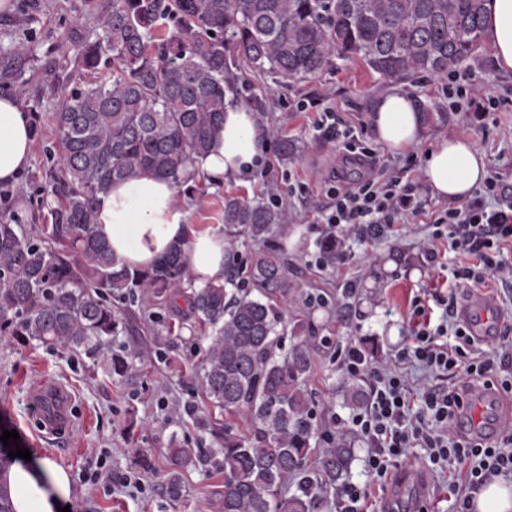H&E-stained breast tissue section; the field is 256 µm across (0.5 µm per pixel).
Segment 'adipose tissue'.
I'll return each mask as SVG.
<instances>
[{"label":"adipose tissue","mask_w":512,"mask_h":512,"mask_svg":"<svg viewBox=\"0 0 512 512\" xmlns=\"http://www.w3.org/2000/svg\"><path fill=\"white\" fill-rule=\"evenodd\" d=\"M486 31L499 68L512 70V0H488ZM379 144L405 152L422 139L423 119L409 97L400 92L381 96L370 116ZM266 150L260 118L247 106L224 113V128L210 151L197 161L198 170L222 180L249 177ZM32 119L16 98H0V182L11 183L29 165ZM423 178L435 195L454 203L469 198L487 177L483 155L468 140L444 138L427 151ZM97 232L126 264L150 267L175 243L197 273L198 284L224 278V235L188 232L184 197L163 179L141 178L113 184L96 211ZM15 512H58L74 497L69 473L46 457L12 458L6 470Z\"/></svg>","instance_id":"obj_1"}]
</instances>
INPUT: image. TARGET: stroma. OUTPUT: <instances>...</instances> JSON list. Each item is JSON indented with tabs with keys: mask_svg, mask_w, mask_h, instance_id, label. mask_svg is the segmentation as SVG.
I'll list each match as a JSON object with an SVG mask.
<instances>
[{
	"mask_svg": "<svg viewBox=\"0 0 512 512\" xmlns=\"http://www.w3.org/2000/svg\"><path fill=\"white\" fill-rule=\"evenodd\" d=\"M105 0H7L0 9V66L13 62L12 46L26 42L35 61L25 63L26 97L23 107L38 106L39 132L33 138L29 166L10 184V205L26 229L40 226L35 207L27 202L32 183L48 166L49 154L58 139L51 114L64 89L91 81L90 73L77 70L73 45L94 29L95 17ZM468 76L497 96L495 111L474 118L467 111L448 109V79L423 75L409 81L383 77L363 62L333 60L313 78L286 79L274 72L243 69L244 97L262 100L259 112L266 132L265 158L274 165L269 176H225L215 182L201 179L188 195V222L192 232L223 229L224 198L228 195L254 202L267 201L269 193L288 195L302 184L307 198L294 199L287 234H276L274 244L283 246L288 259V288L279 305L315 328L320 341L312 352V369L306 379L313 400L317 434L311 442L312 461L332 451L347 432H333L332 442L322 434L333 414L348 415L345 394L352 377L336 359L337 342L355 341L368 357L382 363L399 346L402 319L419 289H447L458 256L448 252L436 263L425 260L419 245L433 227L429 214L414 223L395 225L393 233L376 241L349 240L354 261L341 269H322L316 263L319 227L308 207L309 199L321 198L334 171L355 178L357 169L344 162L341 144L319 138L313 128L315 110L296 111L301 99L327 98L339 120L360 125L370 120L375 99L400 91L412 99L422 114L423 141L408 153L392 156L367 137L366 145L395 167L413 158H424L437 141L456 137L470 140L483 154L488 172L512 182V70L497 67L491 50L478 61L461 66ZM295 150L282 156V141ZM355 282L357 291L343 301L342 288ZM112 308L123 319L124 329L115 336L111 352L132 354L133 366L125 376H114L103 355L82 347L49 348L24 339L0 340V431H17L21 448L34 450L66 469L75 483L70 512H208L212 490L224 481L223 474L187 470L181 497L169 499L163 490L171 467V438L197 442L195 429L175 414L178 406L192 403L211 409L239 433H246V413L224 414L210 408L201 386L203 356L208 345L205 330L177 308H162L142 295L113 297ZM44 378L56 379L75 393L69 408L71 424L61 434L44 437L39 417L46 402L34 386ZM108 459L100 480H90L88 463L100 454ZM121 475H135L148 483L146 492L118 484ZM377 505L392 501L394 512H453L455 499L448 477L432 470L423 449H412L389 477L374 486Z\"/></svg>",
	"mask_w": 512,
	"mask_h": 512,
	"instance_id": "35a3bbf8",
	"label": "stroma"
}]
</instances>
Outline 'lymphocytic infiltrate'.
I'll return each mask as SVG.
<instances>
[{
  "instance_id": "f902f5d3",
  "label": "lymphocytic infiltrate",
  "mask_w": 512,
  "mask_h": 512,
  "mask_svg": "<svg viewBox=\"0 0 512 512\" xmlns=\"http://www.w3.org/2000/svg\"><path fill=\"white\" fill-rule=\"evenodd\" d=\"M322 139L339 141L347 152H360L366 169L357 180L328 189V201L316 212L322 226L320 242L336 244V264L352 258L345 240L384 238L394 225L411 223L424 213L427 202L416 192L413 167L393 174L389 164L363 144L365 129L343 125L330 107H323L316 126ZM434 230L420 249L427 262H436L437 242L469 257L453 277L460 287L481 285L492 277L512 288V184L499 175L488 177L469 199L437 213ZM455 297L422 290L411 301L407 336L395 355L383 364L367 360L356 346H347L344 372L367 383L368 402L348 417H334L336 428L356 434L366 444V467L382 480L410 449H424L429 462L442 470L460 471L455 487L457 512H472L482 487L499 476L512 475V433L492 444L463 437L453 428L454 417L470 409L466 386L458 378L483 379L499 372L500 393L512 396V328L494 346L482 350L456 314ZM454 345H447V336ZM418 367L431 378L421 392H411L407 367Z\"/></svg>"
}]
</instances>
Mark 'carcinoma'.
<instances>
[{
  "label": "carcinoma",
  "instance_id": "cac0c4a2",
  "mask_svg": "<svg viewBox=\"0 0 512 512\" xmlns=\"http://www.w3.org/2000/svg\"><path fill=\"white\" fill-rule=\"evenodd\" d=\"M485 2L112 0L99 12L77 59L109 76L63 94L53 113L61 155L36 187L45 224L34 238L0 214V335L98 353L122 328L112 296L184 298L208 329L207 400L226 413L245 410L250 427L241 437L192 404L177 411L201 439L172 438L163 483L170 499L182 496L184 471H217L224 483L213 491V512H317L323 494L346 483L354 449L342 444L311 469L315 424L304 381L316 336L298 319L283 349L274 297L287 262L268 244L274 229L287 227L286 210L224 197L225 234L261 245L250 261L254 296L230 280L196 286L181 245L147 270H129L97 234L100 198L113 183L141 177L195 190L196 162L242 91V66L306 79L334 55L400 80L446 75L484 48ZM164 20L173 29L159 38ZM25 86L17 69H0V90L22 97ZM205 435L220 447L206 445Z\"/></svg>",
  "mask_w": 512,
  "mask_h": 512
}]
</instances>
